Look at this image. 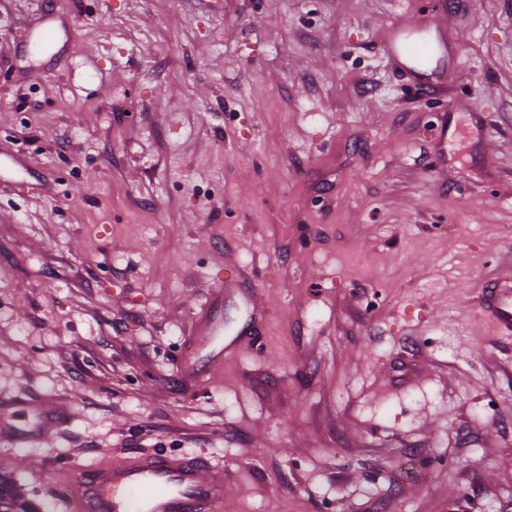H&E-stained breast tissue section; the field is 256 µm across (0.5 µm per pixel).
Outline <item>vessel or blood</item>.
<instances>
[{"instance_id": "vessel-or-blood-1", "label": "vessel or blood", "mask_w": 512, "mask_h": 512, "mask_svg": "<svg viewBox=\"0 0 512 512\" xmlns=\"http://www.w3.org/2000/svg\"><path fill=\"white\" fill-rule=\"evenodd\" d=\"M439 45L422 39L402 40L395 48L399 63L411 72L429 67ZM478 312L497 334H512V286L494 283L480 295ZM66 414L63 407L40 405L31 422L17 410L0 405V434L14 445L38 440ZM208 459L197 455H143L118 464L71 466L67 480L77 494L74 512H220L224 487L210 475Z\"/></svg>"}]
</instances>
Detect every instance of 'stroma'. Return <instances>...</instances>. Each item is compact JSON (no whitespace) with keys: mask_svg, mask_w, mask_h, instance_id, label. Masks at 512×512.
<instances>
[{"mask_svg":"<svg viewBox=\"0 0 512 512\" xmlns=\"http://www.w3.org/2000/svg\"><path fill=\"white\" fill-rule=\"evenodd\" d=\"M511 277L512 0H0V399L72 409L0 440L37 512L168 453L223 512H512ZM441 47L431 41L422 39L402 40L395 48V56L399 63L413 73L423 74L422 68L429 67L439 56ZM438 57L436 66L437 68ZM512 286L492 283L480 295L478 312L488 318L501 336L512 334Z\"/></svg>","mask_w":512,"mask_h":512,"instance_id":"stroma-1","label":"stroma"}]
</instances>
